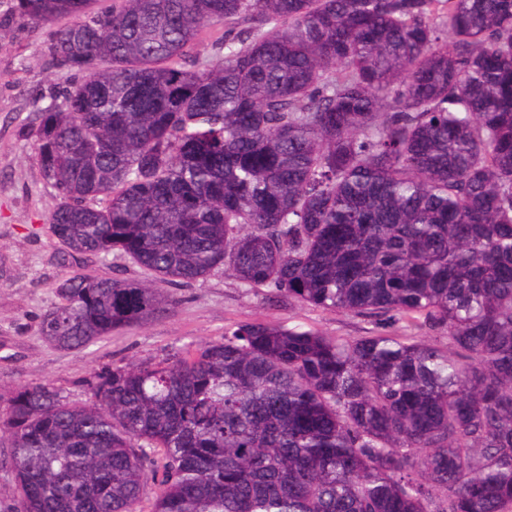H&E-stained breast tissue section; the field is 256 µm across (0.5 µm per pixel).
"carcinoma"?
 Segmentation results:
<instances>
[{"mask_svg": "<svg viewBox=\"0 0 512 512\" xmlns=\"http://www.w3.org/2000/svg\"><path fill=\"white\" fill-rule=\"evenodd\" d=\"M17 0L82 75L33 159L69 255L217 269L280 302L444 330L245 323L157 363L0 396L16 512H512V0ZM221 53L186 67L217 24ZM40 334L148 319L81 274ZM389 330L398 336H416L441 347H445L448 342L447 338L443 337L447 336L446 334L443 332L431 331L420 322L410 323L407 321H399Z\"/></svg>", "mask_w": 512, "mask_h": 512, "instance_id": "1", "label": "carcinoma"}]
</instances>
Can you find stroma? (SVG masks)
Instances as JSON below:
<instances>
[{
    "label": "stroma",
    "mask_w": 512,
    "mask_h": 512,
    "mask_svg": "<svg viewBox=\"0 0 512 512\" xmlns=\"http://www.w3.org/2000/svg\"><path fill=\"white\" fill-rule=\"evenodd\" d=\"M15 3L0 0V393L50 383L65 402L82 405L91 373L158 362L241 323L301 324L342 339L376 331V318L296 302L282 305L268 289L245 288L219 269L189 284L157 283L162 303L153 316L97 342L63 349L41 336L39 322L59 303L63 279L93 273L142 281L148 274L120 256H69L50 235L58 199L32 159L34 131L41 109L74 75L50 63L55 24L23 23Z\"/></svg>",
    "instance_id": "1"
}]
</instances>
